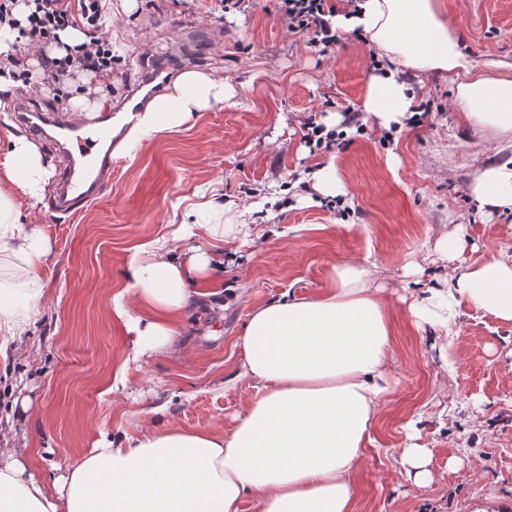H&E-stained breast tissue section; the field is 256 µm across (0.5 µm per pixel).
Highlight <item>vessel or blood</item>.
<instances>
[{
  "mask_svg": "<svg viewBox=\"0 0 512 512\" xmlns=\"http://www.w3.org/2000/svg\"><path fill=\"white\" fill-rule=\"evenodd\" d=\"M12 112L17 124L53 140L67 159L51 200L53 212L76 214L100 195L112 175V146L117 139L112 124L76 123L57 114L33 111L23 99L14 104Z\"/></svg>",
  "mask_w": 512,
  "mask_h": 512,
  "instance_id": "obj_1",
  "label": "vessel or blood"
}]
</instances>
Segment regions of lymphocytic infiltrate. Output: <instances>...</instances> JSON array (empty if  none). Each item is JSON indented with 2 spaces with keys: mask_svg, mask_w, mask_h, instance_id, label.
Wrapping results in <instances>:
<instances>
[{
  "mask_svg": "<svg viewBox=\"0 0 512 512\" xmlns=\"http://www.w3.org/2000/svg\"><path fill=\"white\" fill-rule=\"evenodd\" d=\"M20 0H0V27L19 30L27 45H13L10 53L0 55V72L11 71L34 89L60 90L75 73L93 75L103 85L112 83V43L103 33L106 13L104 0H33L26 19H18L15 9ZM281 10L291 31L308 33L315 45L330 46L336 34L328 19L327 0H281ZM84 30L87 42L66 47L64 53L49 54V44L59 43L60 31ZM39 55L41 76H33L27 65L30 52Z\"/></svg>",
  "mask_w": 512,
  "mask_h": 512,
  "instance_id": "f902f5d3",
  "label": "lymphocytic infiltrate"
}]
</instances>
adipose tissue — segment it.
<instances>
[{"label":"adipose tissue","instance_id":"ef3b65f1","mask_svg":"<svg viewBox=\"0 0 512 512\" xmlns=\"http://www.w3.org/2000/svg\"><path fill=\"white\" fill-rule=\"evenodd\" d=\"M336 26L361 33L387 61L365 86L363 109L381 129H401L417 105L406 73L445 74L465 120L492 130L497 160L475 167L470 192L480 211L512 210V65L477 63L463 52L443 0H354ZM224 80L186 72L143 110L136 135L178 131L193 115L224 103ZM47 167L37 146L9 135L0 153V261L15 277L0 290V361H10L42 317L47 235L23 215L4 185L40 197ZM189 220L152 258L131 259L128 286L111 299L130 338L128 360L166 351L196 288L216 279L202 247L177 249L193 236L230 244L247 209L210 198L188 206ZM367 260L332 263L313 296L281 297L253 308L239 339L240 377L253 392L231 433L158 429L103 437L64 475L35 478L28 452H0V512H238L255 497L259 512H355L353 477L381 402L391 391L392 306L371 287ZM512 322V258L492 256L444 279L410 312L452 335L456 306Z\"/></svg>","mask_w":512,"mask_h":512}]
</instances>
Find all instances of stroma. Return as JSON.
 Listing matches in <instances>:
<instances>
[{"instance_id":"obj_1","label":"stroma","mask_w":512,"mask_h":512,"mask_svg":"<svg viewBox=\"0 0 512 512\" xmlns=\"http://www.w3.org/2000/svg\"><path fill=\"white\" fill-rule=\"evenodd\" d=\"M458 20L461 46L476 60L512 64V0H444ZM112 90L76 74L58 93L0 90V147L20 133L10 110L20 97L37 110L72 111L74 92L123 99L141 66L165 64L153 90L165 93L183 71L224 78L235 90L224 106L194 113L180 131L121 142L101 197L78 214L49 209L64 166L38 140L49 180L34 209L51 251L42 279L45 309L28 352L12 368L24 374L26 404L16 405L22 437L9 440L67 466L102 433L134 435L151 409L180 429L231 432L251 389L237 376V341L251 309L283 294L311 296L327 283L332 259L369 258L373 284L394 307V386L354 477L355 512H470L488 493L512 497V322L460 306L454 334L416 329L408 313L458 268L512 254V212L484 215L469 195L478 163L491 161L494 136L468 125L448 78L414 75L422 113L385 136L361 114L365 83L381 59L355 33L337 32L326 52L289 31L279 0H110ZM358 113L342 140L310 152L308 124ZM335 161L343 207L297 200L303 172ZM247 207L276 193L273 218L257 214L246 236L224 253L218 295L195 299L168 352L127 372L130 391L113 392L126 334L110 298L127 285L136 248L169 236L197 188ZM464 225L453 257L438 239ZM426 450L431 479H409L398 450Z\"/></svg>"}]
</instances>
